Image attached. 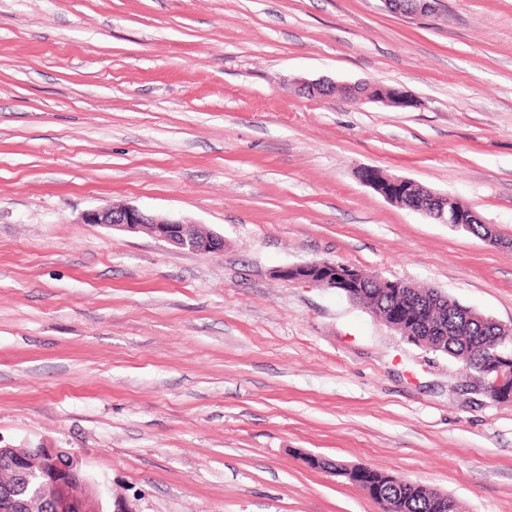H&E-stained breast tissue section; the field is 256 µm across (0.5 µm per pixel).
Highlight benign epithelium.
<instances>
[{
	"label": "benign epithelium",
	"instance_id": "obj_1",
	"mask_svg": "<svg viewBox=\"0 0 512 512\" xmlns=\"http://www.w3.org/2000/svg\"><path fill=\"white\" fill-rule=\"evenodd\" d=\"M386 8L405 18L435 14L442 0H382ZM301 90L314 97H328L337 93L344 98L361 103L373 100L392 104V99L407 98L406 92L393 89L390 96L373 94L370 83H336L329 79L299 82ZM431 201L438 204L439 212H425V215L444 224L470 230L469 218L475 216L471 210L448 206L449 198L430 193ZM84 224H101L116 231L137 233L144 231L154 239L179 249L210 253L224 249V237L202 227H195L183 218L159 216L135 206L106 204L89 210L82 216ZM282 281L306 283L309 285L336 288L346 295L362 287L368 279L378 281L382 286L407 288L404 280H388L363 269L336 264L329 261H313L300 265L282 266L273 270ZM504 339L492 352L477 353L480 371L474 374L462 369L467 386L483 398L492 401L501 392L512 391V353L503 351L505 344L512 342V325L499 324ZM10 462V486L33 485L39 495L48 501L50 512H105L100 494L77 458L59 448L38 446L14 448L0 446V458ZM308 466L335 476L350 477L353 467L335 460L310 455L305 458Z\"/></svg>",
	"mask_w": 512,
	"mask_h": 512
}]
</instances>
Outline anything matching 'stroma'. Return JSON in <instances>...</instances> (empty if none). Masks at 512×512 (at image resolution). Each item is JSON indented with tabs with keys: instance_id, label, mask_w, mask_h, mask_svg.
Masks as SVG:
<instances>
[{
	"instance_id": "1",
	"label": "stroma",
	"mask_w": 512,
	"mask_h": 512,
	"mask_svg": "<svg viewBox=\"0 0 512 512\" xmlns=\"http://www.w3.org/2000/svg\"><path fill=\"white\" fill-rule=\"evenodd\" d=\"M322 78L415 105L299 91ZM367 167L507 246L390 203ZM106 203L224 249L81 223ZM317 260L512 324V0H0V444L65 449L137 512H383L309 455L512 512V403L272 274ZM386 8L405 18L435 14L442 0H382ZM423 189L431 196V201L438 204L439 214L436 212L430 213L429 211H423L421 213L426 216L437 219L443 224H450L455 227L463 228L467 231L470 230L469 217L478 218L472 210H461L459 208H448V201L456 203V200H451L448 196L439 195L423 187ZM438 215V216H437Z\"/></svg>"
}]
</instances>
